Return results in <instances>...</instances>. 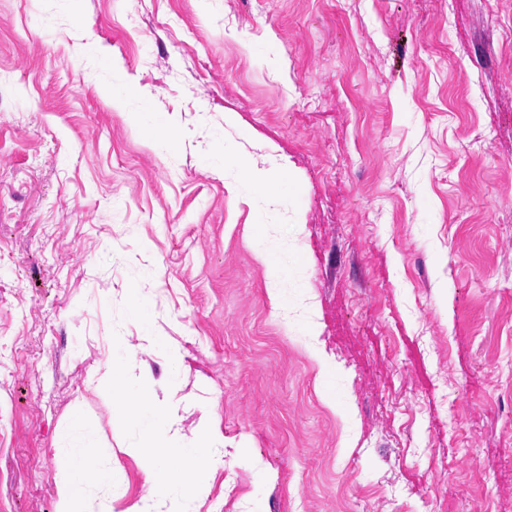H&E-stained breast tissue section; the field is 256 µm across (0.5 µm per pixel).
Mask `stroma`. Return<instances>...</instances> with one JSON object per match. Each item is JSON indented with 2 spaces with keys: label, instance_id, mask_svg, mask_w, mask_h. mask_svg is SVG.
<instances>
[{
  "label": "stroma",
  "instance_id": "1",
  "mask_svg": "<svg viewBox=\"0 0 512 512\" xmlns=\"http://www.w3.org/2000/svg\"><path fill=\"white\" fill-rule=\"evenodd\" d=\"M145 375L217 512H512V0H0V512H178ZM67 473V472H66ZM67 483H63L62 485V499H63V509L61 512H114L115 507L114 503L120 499V497H116L115 495L112 497V492L108 495L92 498L86 495L84 492L77 489L71 479L69 474ZM96 501L98 503V508L96 510H87L86 505L90 502Z\"/></svg>",
  "mask_w": 512,
  "mask_h": 512
}]
</instances>
